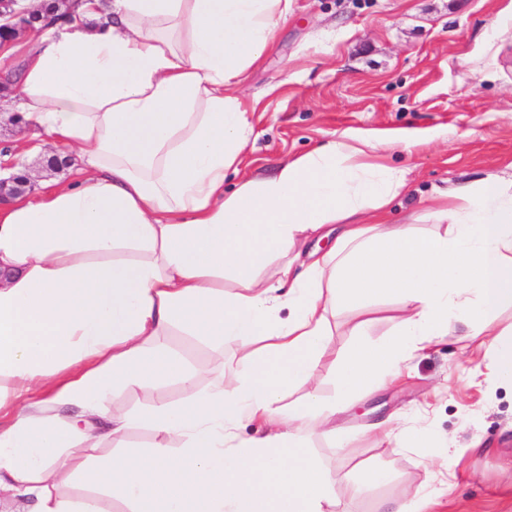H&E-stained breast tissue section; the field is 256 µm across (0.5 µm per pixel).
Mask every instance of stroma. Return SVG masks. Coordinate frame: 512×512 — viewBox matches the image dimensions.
I'll use <instances>...</instances> for the list:
<instances>
[{"mask_svg":"<svg viewBox=\"0 0 512 512\" xmlns=\"http://www.w3.org/2000/svg\"><path fill=\"white\" fill-rule=\"evenodd\" d=\"M497 20L512 25V0H294L269 52L242 77L256 140L226 189L243 176L271 175L348 128L422 136L411 152L389 157L412 170L407 194L393 204L398 220L434 191L512 175V37L491 38ZM12 114L0 107V162L34 170L39 193L78 178L74 166L47 169L44 140L18 129ZM397 313L389 298L341 311L336 351L354 343L353 320L367 321L364 339L375 346ZM480 342L447 337L408 362L398 379L338 414L335 441L311 437L310 448L332 471L365 462L390 473L360 494L337 487L336 512H386L414 485L440 493L424 512H512V384L491 383L489 363L469 359ZM165 344L202 389L237 360L233 341L219 352L175 331ZM395 416L462 449L453 469L424 467L423 449L397 450L374 431Z\"/></svg>","mask_w":512,"mask_h":512,"instance_id":"35a3bbf8","label":"stroma"}]
</instances>
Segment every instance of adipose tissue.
<instances>
[{"label": "adipose tissue", "instance_id": "ef3b65f1", "mask_svg": "<svg viewBox=\"0 0 512 512\" xmlns=\"http://www.w3.org/2000/svg\"><path fill=\"white\" fill-rule=\"evenodd\" d=\"M292 3L112 0L104 17L80 0L28 54L21 125L85 168L0 206V491L36 512H101L99 490L128 512H334L338 480L305 434L335 437L360 392L460 328H481L478 354L512 382V327H490L512 309V178L391 224L411 170L385 154L420 138L346 129L225 192L254 133L238 86ZM376 297L400 310L389 337L368 345L355 322L337 355L338 309ZM175 329L237 340V367L198 390L160 342ZM137 389L149 407L113 411ZM136 429L155 437L142 454L124 450ZM106 441L118 455L92 460ZM77 480L89 495L61 494Z\"/></svg>", "mask_w": 512, "mask_h": 512}]
</instances>
